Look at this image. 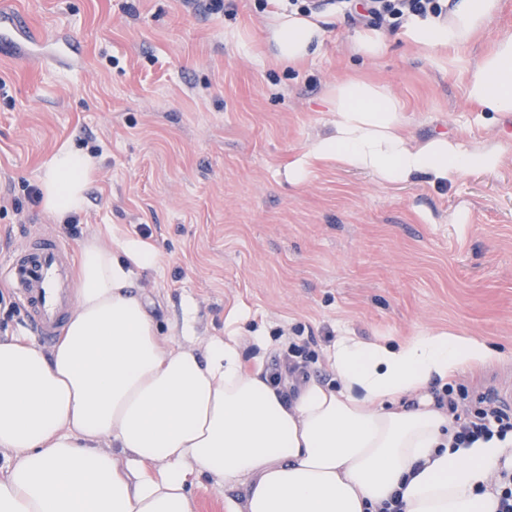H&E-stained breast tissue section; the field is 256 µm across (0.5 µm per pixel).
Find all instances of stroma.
<instances>
[{
  "mask_svg": "<svg viewBox=\"0 0 512 512\" xmlns=\"http://www.w3.org/2000/svg\"><path fill=\"white\" fill-rule=\"evenodd\" d=\"M9 2L48 52L64 38L85 63L0 58V261L43 233L75 253L141 237L159 259L136 286L169 339L188 302L202 343L259 333L282 353L300 327L318 356L310 376L331 382L338 336L462 331L500 355L456 383L479 394L512 380V114L472 112L464 71L437 69L398 26L362 67L404 102L417 139L464 128L503 144L496 173L385 185L324 169L294 187L288 162L327 131L325 90L353 68L360 25L341 2L299 69L268 59V0L219 12L208 0ZM63 146L92 162L76 237L27 194Z\"/></svg>",
  "mask_w": 512,
  "mask_h": 512,
  "instance_id": "35a3bbf8",
  "label": "stroma"
}]
</instances>
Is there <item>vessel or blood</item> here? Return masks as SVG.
<instances>
[{"label": "vessel or blood", "mask_w": 512, "mask_h": 512, "mask_svg": "<svg viewBox=\"0 0 512 512\" xmlns=\"http://www.w3.org/2000/svg\"><path fill=\"white\" fill-rule=\"evenodd\" d=\"M44 44L16 14L0 12V48L33 56ZM0 277L14 288L39 340L51 342L73 308L70 251L55 238H34L0 263Z\"/></svg>", "instance_id": "vessel-or-blood-1"}]
</instances>
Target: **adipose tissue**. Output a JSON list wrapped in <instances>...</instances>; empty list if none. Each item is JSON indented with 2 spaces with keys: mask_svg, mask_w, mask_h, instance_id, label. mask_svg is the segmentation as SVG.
Listing matches in <instances>:
<instances>
[{
  "mask_svg": "<svg viewBox=\"0 0 512 512\" xmlns=\"http://www.w3.org/2000/svg\"><path fill=\"white\" fill-rule=\"evenodd\" d=\"M503 0H455L446 18L406 27L411 48L454 68L455 52L482 37ZM318 14L268 17L272 58L305 64L323 48ZM468 104L512 112V36L468 70ZM324 104L329 130L288 165L302 185L317 170L362 171L387 185L434 184L496 172L504 148L461 137L419 140L388 88L355 74ZM91 162L59 149L41 176L45 211L58 219L86 203ZM158 255L127 237L82 247L75 310L50 351L21 333L0 336V512H194L201 479L242 498L225 512H497L494 470L512 468V435L469 448L448 444L446 410L429 387L494 361L499 351L463 332L422 333L394 343L337 337L328 351L336 385L301 382L283 401L268 381L267 337L229 335L195 346L192 315L182 340L162 336L135 287ZM110 449H103V442Z\"/></svg>",
  "mask_w": 512,
  "mask_h": 512,
  "instance_id": "adipose-tissue-1",
  "label": "adipose tissue"
}]
</instances>
